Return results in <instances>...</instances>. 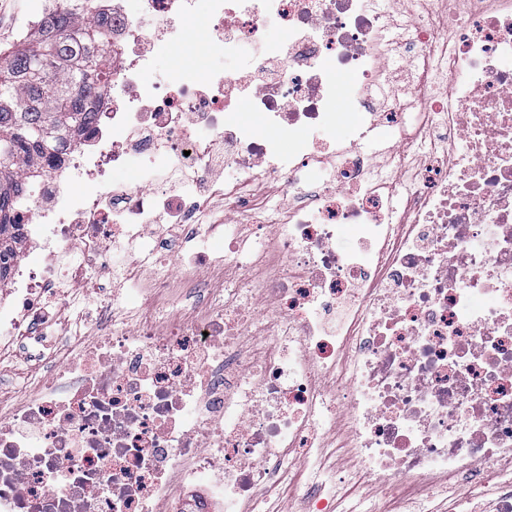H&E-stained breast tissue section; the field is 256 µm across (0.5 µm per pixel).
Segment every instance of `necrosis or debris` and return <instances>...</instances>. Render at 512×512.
I'll return each instance as SVG.
<instances>
[{
    "instance_id": "obj_1",
    "label": "necrosis or debris",
    "mask_w": 512,
    "mask_h": 512,
    "mask_svg": "<svg viewBox=\"0 0 512 512\" xmlns=\"http://www.w3.org/2000/svg\"><path fill=\"white\" fill-rule=\"evenodd\" d=\"M142 2L88 0L112 21L110 77L17 209L0 362L45 375L0 405V512H336V457L395 512L448 487L457 512H512V0ZM272 26L285 41L248 76L152 78L162 52L216 56ZM401 52L406 87L376 99ZM346 116L355 139L333 140ZM384 127L401 143L376 162ZM164 153L180 179L112 183ZM312 168L331 175L309 193ZM263 185L288 194L273 223H203ZM142 237L129 327L90 274ZM205 279L223 285L167 312Z\"/></svg>"
}]
</instances>
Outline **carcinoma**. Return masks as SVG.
I'll list each match as a JSON object with an SVG mask.
<instances>
[{"instance_id":"obj_1","label":"carcinoma","mask_w":512,"mask_h":512,"mask_svg":"<svg viewBox=\"0 0 512 512\" xmlns=\"http://www.w3.org/2000/svg\"><path fill=\"white\" fill-rule=\"evenodd\" d=\"M85 2L64 0L23 47L0 51V277L15 253L10 214L33 178L28 161L54 155L93 117L86 91L105 75L112 28L105 19L76 26Z\"/></svg>"}]
</instances>
